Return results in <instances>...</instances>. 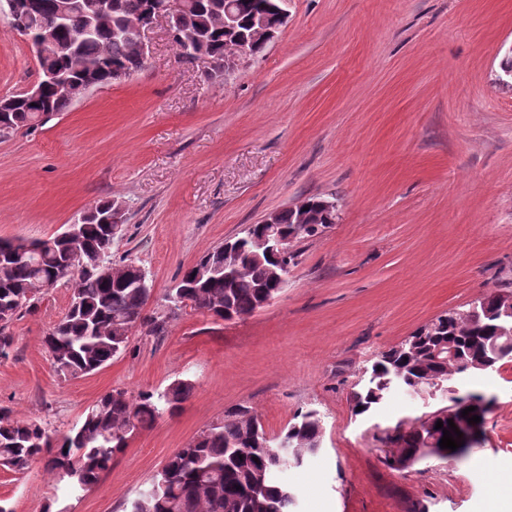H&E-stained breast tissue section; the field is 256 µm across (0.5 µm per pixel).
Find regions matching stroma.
Here are the masks:
<instances>
[{"label":"stroma","mask_w":512,"mask_h":512,"mask_svg":"<svg viewBox=\"0 0 512 512\" xmlns=\"http://www.w3.org/2000/svg\"><path fill=\"white\" fill-rule=\"evenodd\" d=\"M143 69L93 89L34 130L0 137V238L48 239L118 200L113 263L151 274L147 310L202 254L274 210L318 195L338 218L300 243L279 297L242 320L186 311L134 332L98 371L59 376L42 344L66 286L15 321L0 406L66 432L102 395L190 379L176 414L138 430L90 491L33 464L0 467L13 512H123L201 430L249 407L267 435L318 410L320 451L285 472L299 512H495L512 482V362L460 382L492 398L481 441L451 464L397 471L374 436L436 407L394 391L354 416L376 356L435 316L512 285V0H288V21L225 80L180 62L165 21ZM38 78L35 51L0 19V97Z\"/></svg>","instance_id":"obj_1"}]
</instances>
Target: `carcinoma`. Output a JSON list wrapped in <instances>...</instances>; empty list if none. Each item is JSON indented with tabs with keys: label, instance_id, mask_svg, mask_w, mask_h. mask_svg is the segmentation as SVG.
I'll list each match as a JSON object with an SVG mask.
<instances>
[{
	"label": "carcinoma",
	"instance_id": "1",
	"mask_svg": "<svg viewBox=\"0 0 512 512\" xmlns=\"http://www.w3.org/2000/svg\"><path fill=\"white\" fill-rule=\"evenodd\" d=\"M59 0H29L25 29L32 35L50 21ZM153 0H109V8L96 20L92 34L83 32L84 19L74 17L56 30L47 44L33 42L42 69L57 70L70 80L68 93L47 84L40 99L32 102L18 93L11 101L3 128L14 133L34 127L33 120H48L81 97L88 84L103 87L129 77L144 62L137 42L118 31L143 19ZM185 21L174 27L177 49L196 38V52L211 61L210 79L224 78V0H187ZM265 0H236L240 23L238 36L251 35V22ZM327 199L310 196L303 207L278 211L283 243V274L299 263L297 243L314 237L336 223L337 206L326 209ZM320 210L318 224H304V210ZM112 200L100 201L87 212L77 239H0V358L13 346L11 325L35 312L45 286L66 281L72 296L65 315L46 333L43 343L59 375L77 378L94 372L126 350L130 335L141 328L152 336L165 335L169 320L186 309L216 319H245L277 297L283 281L277 263L256 245L261 225L252 224L244 235L230 241L231 250L218 246L184 270L163 295V311L149 314L146 307L154 289L148 275L135 262L112 264V225L105 219ZM512 291H491L475 300L485 314L473 308L446 312L437 324H424L400 344L382 352L366 384L351 393L353 414L363 416L381 405L394 390L430 395L437 384L450 389L463 378L496 371L512 362V319L496 314L499 301ZM454 357H448V349ZM194 384L177 378L161 391L129 395L115 391L101 396L82 423L58 434L24 417H11L0 407V465L23 473L37 460L88 490L112 466L115 455L139 429L152 425L164 413L174 414L188 401ZM470 406L476 410L462 416ZM490 402L478 392H466L445 401L424 415L394 424L400 454L386 460L403 471L418 462L416 453L426 441L439 447L448 420L463 425L477 415L485 418ZM443 427L435 428L437 421ZM324 423L316 410L297 414L276 437L266 438L257 418L246 407L202 430L185 447L173 453L150 487L130 501L127 512H297L298 495L279 481L280 468H298L320 451Z\"/></svg>",
	"mask_w": 512,
	"mask_h": 512
}]
</instances>
